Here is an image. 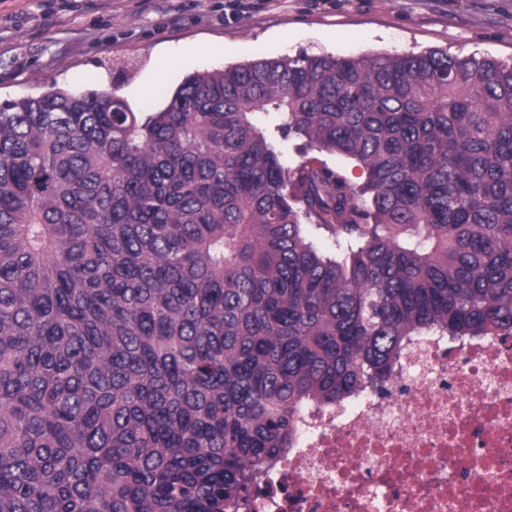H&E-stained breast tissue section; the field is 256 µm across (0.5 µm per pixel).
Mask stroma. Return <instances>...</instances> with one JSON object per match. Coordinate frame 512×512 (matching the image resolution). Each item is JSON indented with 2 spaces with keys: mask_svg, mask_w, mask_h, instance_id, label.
Returning a JSON list of instances; mask_svg holds the SVG:
<instances>
[{
  "mask_svg": "<svg viewBox=\"0 0 512 512\" xmlns=\"http://www.w3.org/2000/svg\"><path fill=\"white\" fill-rule=\"evenodd\" d=\"M224 2L0 0V103L55 86L108 89L150 112L191 73L284 56L435 48L512 60V0H256L231 21ZM174 50L179 64L165 67ZM130 61V76L109 79Z\"/></svg>",
  "mask_w": 512,
  "mask_h": 512,
  "instance_id": "obj_1",
  "label": "stroma"
}]
</instances>
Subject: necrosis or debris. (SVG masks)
I'll list each match as a JSON object with an SVG mask.
<instances>
[{
	"instance_id": "1",
	"label": "necrosis or debris",
	"mask_w": 512,
	"mask_h": 512,
	"mask_svg": "<svg viewBox=\"0 0 512 512\" xmlns=\"http://www.w3.org/2000/svg\"><path fill=\"white\" fill-rule=\"evenodd\" d=\"M248 512H512V336H428L385 390L304 413Z\"/></svg>"
}]
</instances>
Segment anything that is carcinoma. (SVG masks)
I'll return each mask as SVG.
<instances>
[{
    "label": "carcinoma",
    "mask_w": 512,
    "mask_h": 512,
    "mask_svg": "<svg viewBox=\"0 0 512 512\" xmlns=\"http://www.w3.org/2000/svg\"><path fill=\"white\" fill-rule=\"evenodd\" d=\"M511 335L512 63L262 59L157 112L0 104V512H244L303 410L425 336ZM319 157L328 167L340 171L349 183L361 185L365 182V170L357 162L328 153L319 154Z\"/></svg>",
    "instance_id": "cac0c4a2"
}]
</instances>
